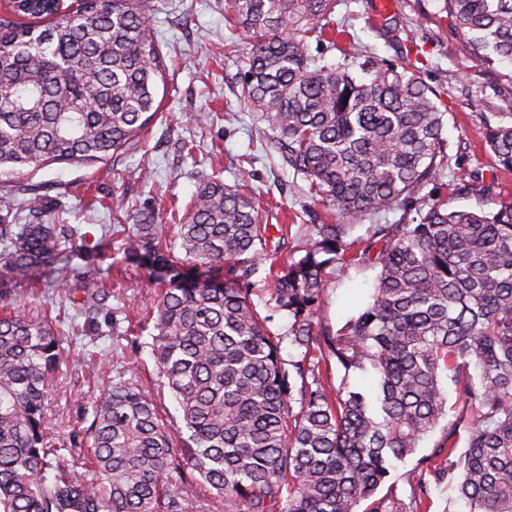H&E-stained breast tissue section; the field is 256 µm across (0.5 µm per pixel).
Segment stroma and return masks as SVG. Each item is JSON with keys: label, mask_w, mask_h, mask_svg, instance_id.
<instances>
[{"label": "stroma", "mask_w": 512, "mask_h": 512, "mask_svg": "<svg viewBox=\"0 0 512 512\" xmlns=\"http://www.w3.org/2000/svg\"><path fill=\"white\" fill-rule=\"evenodd\" d=\"M376 2L336 0L323 36L310 40L312 54L336 64L371 55L417 71L436 87L450 158L484 179L496 180L498 189L491 195H451V172L446 169L420 194L446 198L457 209L497 211L502 202L512 201V172L496 164L485 143L483 119L512 113V65L489 71L462 54L461 36L443 0H391L385 12L377 11ZM148 3L150 26L169 65V78L160 110L139 142L114 164L55 163L21 178L46 199L43 223L76 225L101 239L103 249L95 264L116 291L109 313L98 319V331L84 330V318L76 320L82 328L77 344L95 351L96 357L89 382L57 373L46 407L53 438L68 436L78 403L99 396L119 374L156 395L161 419L177 414L172 395L158 388L148 347L154 332L148 308L166 273L126 258L128 226L114 222L109 203L124 205L135 216H151L163 238L171 240L178 231L171 208L184 206L212 171L221 172L226 184L238 185L255 198L261 220L270 228L255 276L259 282L302 256L316 238V225L338 221L331 207L313 201L307 180L276 149L272 131L256 122L239 98L249 45L242 29L228 21V0ZM204 114L209 117L205 125L199 121ZM116 167L127 170L125 180L113 178ZM87 265L84 258L65 252L45 270L25 274L0 269V291H11L17 311L40 316L53 286L73 279ZM377 273V266L367 261L329 266L321 324L339 329L369 301ZM463 416L456 403H449L447 417L423 438L414 455L392 470L390 481L400 499L410 496L407 472L431 455L449 426L461 423Z\"/></svg>", "instance_id": "1"}]
</instances>
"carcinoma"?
Returning a JSON list of instances; mask_svg holds the SVG:
<instances>
[{
  "mask_svg": "<svg viewBox=\"0 0 512 512\" xmlns=\"http://www.w3.org/2000/svg\"><path fill=\"white\" fill-rule=\"evenodd\" d=\"M230 8L251 45L243 102L342 223L316 225L304 255L262 289L265 317L251 278L269 227L251 197L211 175L170 243L156 225H135L128 259L165 268L178 251L183 262L231 275L176 277L150 302L151 354L179 410L169 424L155 399L120 376L82 406V426L67 441L51 440L45 407L56 372L64 364L75 376L94 356L64 347L45 319L1 314L0 512H184L166 475L187 469L227 512H356L366 500L369 512H391L394 492L375 495L393 462L447 414L448 375L466 407L464 450L454 427L407 473L409 512H430L421 466L453 484L467 512H512V201L486 213L433 199L376 240H347L350 224L407 205L448 166L436 89L375 59L314 58L308 39L324 32L334 0H230ZM443 9L466 54L486 68L512 63V0H443ZM168 76L136 0H4L0 177L116 159L157 115L158 82ZM486 142L512 171V123L487 128ZM451 186L454 195L496 189L463 169ZM0 187L1 267L100 254V242L69 224L33 223L44 212L35 188ZM348 252L380 271L371 301L333 331L318 322L325 269ZM57 298L91 324L112 289L90 268ZM278 313L288 316L284 336L297 360L282 358L284 336L267 326ZM333 360L346 372L372 369L377 391L326 386L320 367Z\"/></svg>",
  "mask_w": 512,
  "mask_h": 512,
  "instance_id": "carcinoma-1",
  "label": "carcinoma"
}]
</instances>
